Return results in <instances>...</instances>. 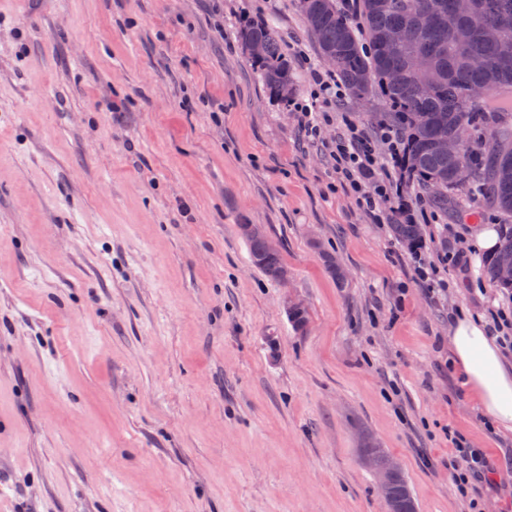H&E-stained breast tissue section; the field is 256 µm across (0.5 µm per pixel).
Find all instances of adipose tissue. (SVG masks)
Listing matches in <instances>:
<instances>
[{"label":"adipose tissue","instance_id":"obj_1","mask_svg":"<svg viewBox=\"0 0 512 512\" xmlns=\"http://www.w3.org/2000/svg\"><path fill=\"white\" fill-rule=\"evenodd\" d=\"M453 365L463 385L478 399L482 415L503 430L512 429V371L505 366L495 340L483 322L460 311L449 326Z\"/></svg>","mask_w":512,"mask_h":512}]
</instances>
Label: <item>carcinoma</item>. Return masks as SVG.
Segmentation results:
<instances>
[{"instance_id":"obj_1","label":"carcinoma","mask_w":512,"mask_h":512,"mask_svg":"<svg viewBox=\"0 0 512 512\" xmlns=\"http://www.w3.org/2000/svg\"><path fill=\"white\" fill-rule=\"evenodd\" d=\"M320 56L335 57L334 71L357 99L379 97L389 124L402 130L405 140L403 165L408 177L440 205L448 204V192L459 188L454 172L466 161L474 172V195L497 206L504 217L501 243L486 265L489 281L512 290V282L499 277V268L512 264V156L497 154L499 143L512 139V0H358L355 15L337 8L336 0H298ZM479 14L488 27L498 28L499 42L472 31L465 42L457 31L468 16ZM407 26L408 44L390 48L388 32ZM239 40L244 48L255 42L263 53L251 56L265 84L283 98L293 92V78L280 40L264 26L243 27ZM420 56L429 66L431 80L423 85L414 78L410 62ZM474 59L488 66L475 69ZM482 84L488 98L464 110L466 89ZM469 131V146L462 155L440 152L435 143L451 138L460 128ZM399 241L421 239L418 224H406L401 215L392 218ZM252 260L272 280L285 271L277 251L266 249L264 231L247 238Z\"/></svg>"}]
</instances>
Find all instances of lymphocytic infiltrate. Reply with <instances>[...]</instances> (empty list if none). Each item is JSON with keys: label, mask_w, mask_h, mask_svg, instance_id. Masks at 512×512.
Masks as SVG:
<instances>
[{"label": "lymphocytic infiltrate", "mask_w": 512, "mask_h": 512, "mask_svg": "<svg viewBox=\"0 0 512 512\" xmlns=\"http://www.w3.org/2000/svg\"><path fill=\"white\" fill-rule=\"evenodd\" d=\"M295 60L299 67L311 69L314 84L310 103L293 105L298 128L315 141L323 140L326 126L336 125L335 138L323 140L334 173L373 223H382L386 205L393 204L398 210L407 211L405 176L399 166L403 146L399 131L384 127L372 133L348 118H335L332 110L343 92L331 72L312 66L310 57L303 51H296ZM448 471L456 491L468 499L472 512H482L484 489L492 483L491 463L483 451L456 446Z\"/></svg>", "instance_id": "f902f5d3"}]
</instances>
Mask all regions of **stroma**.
<instances>
[{"mask_svg": "<svg viewBox=\"0 0 512 512\" xmlns=\"http://www.w3.org/2000/svg\"><path fill=\"white\" fill-rule=\"evenodd\" d=\"M252 21L317 57L296 0H0V512H386L370 441L418 512H470L448 457L484 449V512H512V431L448 354L457 310L512 313L470 248L500 212L423 204L430 297L251 65ZM252 260L270 279L278 281L279 275L287 270L283 265L278 251H268L266 249V236L264 231H260L250 237H246ZM288 280V271L280 276V281Z\"/></svg>", "mask_w": 512, "mask_h": 512, "instance_id": "stroma-1", "label": "stroma"}]
</instances>
